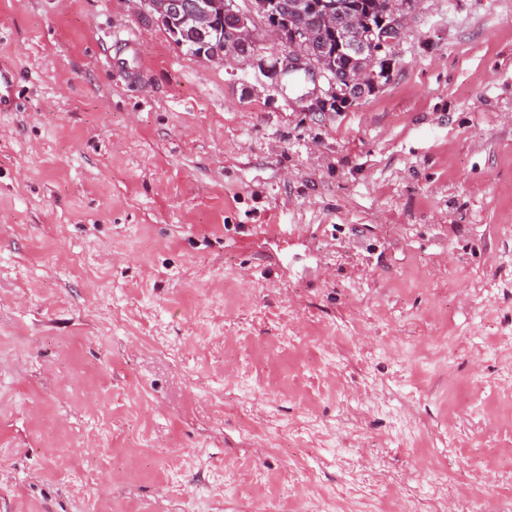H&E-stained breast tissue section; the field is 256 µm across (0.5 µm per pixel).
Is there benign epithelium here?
Segmentation results:
<instances>
[{"label":"benign epithelium","instance_id":"obj_1","mask_svg":"<svg viewBox=\"0 0 512 512\" xmlns=\"http://www.w3.org/2000/svg\"><path fill=\"white\" fill-rule=\"evenodd\" d=\"M166 27L179 46L194 37L200 56L224 61L226 56L254 54V15H260L266 30L286 48L279 64L262 69L278 77L302 74L327 86L318 106L336 109L352 106L388 76L390 60L381 53L401 40L408 15L419 0H388L387 9L370 20L349 8L345 0H251V9L241 10L236 0H138ZM346 73L336 79V70Z\"/></svg>","mask_w":512,"mask_h":512}]
</instances>
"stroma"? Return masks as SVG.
Wrapping results in <instances>:
<instances>
[{"label":"stroma","instance_id":"1","mask_svg":"<svg viewBox=\"0 0 512 512\" xmlns=\"http://www.w3.org/2000/svg\"><path fill=\"white\" fill-rule=\"evenodd\" d=\"M134 0H0V512H512V0L349 108ZM16 74L11 68L0 67V112H11L16 108Z\"/></svg>","mask_w":512,"mask_h":512}]
</instances>
